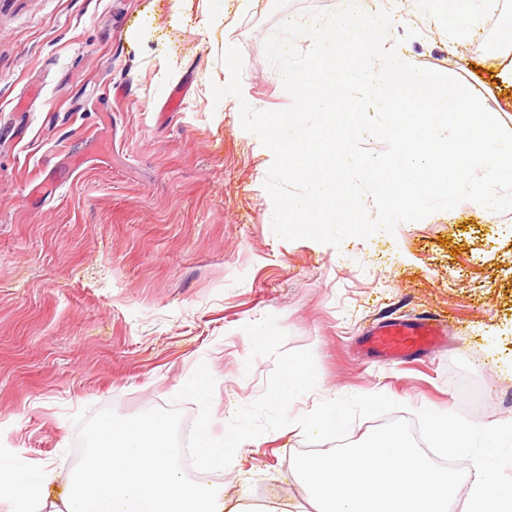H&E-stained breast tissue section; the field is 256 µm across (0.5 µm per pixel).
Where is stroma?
<instances>
[{"label": "stroma", "instance_id": "obj_1", "mask_svg": "<svg viewBox=\"0 0 512 512\" xmlns=\"http://www.w3.org/2000/svg\"><path fill=\"white\" fill-rule=\"evenodd\" d=\"M336 0H0V443L61 471L78 459L79 411L132 417L167 406L199 364L215 379L211 430L258 399L274 369L244 327L272 315L284 350H311L319 401L384 394L481 425L512 422V211L463 202L340 247L274 231L272 158L240 101L291 98L264 43L288 18ZM456 48L421 19L405 48L460 79L512 130V48ZM243 55L242 96L214 101L222 54ZM187 85L179 111L172 88ZM54 194L35 198L44 179ZM424 312L445 345L391 367L362 356L364 327ZM301 429L246 444L218 476L231 512H301Z\"/></svg>", "mask_w": 512, "mask_h": 512}]
</instances>
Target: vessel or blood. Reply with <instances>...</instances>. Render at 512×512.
I'll return each instance as SVG.
<instances>
[{
	"label": "vessel or blood",
	"mask_w": 512,
	"mask_h": 512,
	"mask_svg": "<svg viewBox=\"0 0 512 512\" xmlns=\"http://www.w3.org/2000/svg\"><path fill=\"white\" fill-rule=\"evenodd\" d=\"M443 334L441 321L431 316L395 320L369 326L360 345L374 360L394 364L407 361L426 350Z\"/></svg>",
	"instance_id": "vessel-or-blood-1"
}]
</instances>
